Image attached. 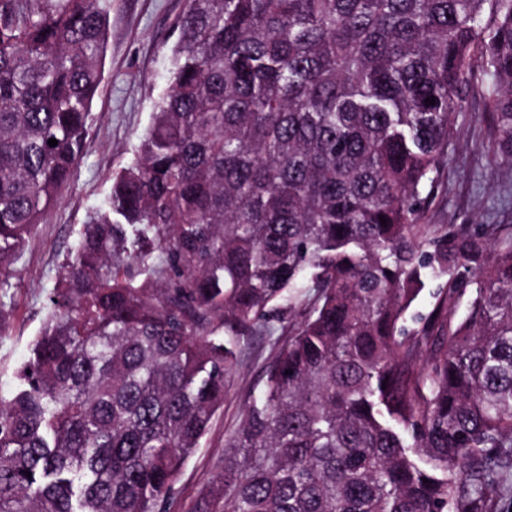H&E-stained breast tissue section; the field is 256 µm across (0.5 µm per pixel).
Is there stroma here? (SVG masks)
<instances>
[{
    "label": "stroma",
    "mask_w": 512,
    "mask_h": 512,
    "mask_svg": "<svg viewBox=\"0 0 512 512\" xmlns=\"http://www.w3.org/2000/svg\"><path fill=\"white\" fill-rule=\"evenodd\" d=\"M185 7L186 0H112L105 78L91 107L83 157L57 206L19 254L6 287H0V301L11 307L0 328V396L11 397L85 224L106 208L114 175L132 160L152 121L153 103L168 82L174 23ZM455 124L458 134L448 147L424 223L512 224V165L495 155L488 141L479 97L462 103ZM286 339L285 328L278 326L241 341L224 406L186 463L170 512H193L200 493L223 471L227 441Z\"/></svg>",
    "instance_id": "1"
}]
</instances>
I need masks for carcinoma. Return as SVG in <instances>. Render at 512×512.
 Masks as SVG:
<instances>
[{"mask_svg": "<svg viewBox=\"0 0 512 512\" xmlns=\"http://www.w3.org/2000/svg\"><path fill=\"white\" fill-rule=\"evenodd\" d=\"M174 31L0 396V512H168L241 340L295 314L194 512H500L512 225L421 218L463 97L512 164V0H188ZM107 34L101 0H0V270L81 160Z\"/></svg>", "mask_w": 512, "mask_h": 512, "instance_id": "carcinoma-1", "label": "carcinoma"}]
</instances>
